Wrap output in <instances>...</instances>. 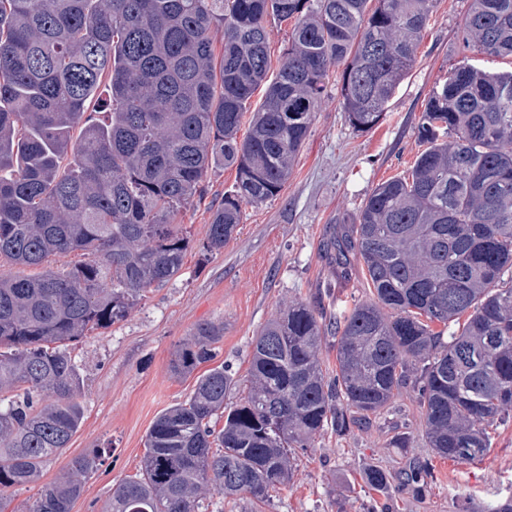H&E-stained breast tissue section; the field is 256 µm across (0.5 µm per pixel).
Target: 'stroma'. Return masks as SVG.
<instances>
[{
	"mask_svg": "<svg viewBox=\"0 0 512 512\" xmlns=\"http://www.w3.org/2000/svg\"><path fill=\"white\" fill-rule=\"evenodd\" d=\"M468 7L469 0H436L416 61L372 129L353 130L337 96L329 95L280 194L244 205L236 236L220 253L203 256L197 248L208 234L209 204L232 190L235 179L231 169L210 172L205 200L176 218L191 245L178 275L148 289L125 320L69 345L84 380L83 419L69 448L45 464L42 480L64 475L73 457L105 452L73 512H104L113 485L139 474L153 421L195 388L196 374H174L171 359L198 325H224L214 362L228 366L237 381L227 396L234 403L242 395L254 336L289 302H308L330 322L337 300L372 299L359 258L350 253L338 259L333 242L347 235L378 184L409 172L420 151L416 127L424 104L450 68L465 61L491 71L512 69L511 56L487 58L463 46L458 28ZM419 418L414 392L403 388L350 434L318 437L264 512H464L473 502L512 498V420L498 428L482 461L457 463L433 457L418 432ZM398 433L409 435L408 447H391ZM412 457L433 464L434 477L421 493L398 485L385 495L369 490L370 469L393 475Z\"/></svg>",
	"mask_w": 512,
	"mask_h": 512,
	"instance_id": "1",
	"label": "stroma"
}]
</instances>
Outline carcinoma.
I'll return each instance as SVG.
<instances>
[{
    "label": "carcinoma",
    "mask_w": 512,
    "mask_h": 512,
    "mask_svg": "<svg viewBox=\"0 0 512 512\" xmlns=\"http://www.w3.org/2000/svg\"><path fill=\"white\" fill-rule=\"evenodd\" d=\"M435 3L0 0V267L17 268L0 274V512L6 490L37 483L81 425L69 343L177 275L190 240L174 220L205 198L209 172L232 167L235 183L210 206L205 256L234 238L242 205L282 191L332 68L343 66L349 125L378 124ZM271 20L292 22L273 77ZM460 35L512 56V0H470ZM417 139L411 177L377 185L337 245L363 260L375 299L336 321V376L323 374L316 310L288 305L252 341L247 395L224 404L236 381L222 365L200 375L155 418L141 474L112 487L106 512H206L212 492L261 509L298 451L348 434L407 386L433 456L487 455L512 411V72L452 68ZM223 337L222 323L197 326L173 371L213 360ZM100 460L73 458L28 512H72ZM431 477V462L415 461L399 484L416 493Z\"/></svg>",
    "instance_id": "cac0c4a2"
}]
</instances>
